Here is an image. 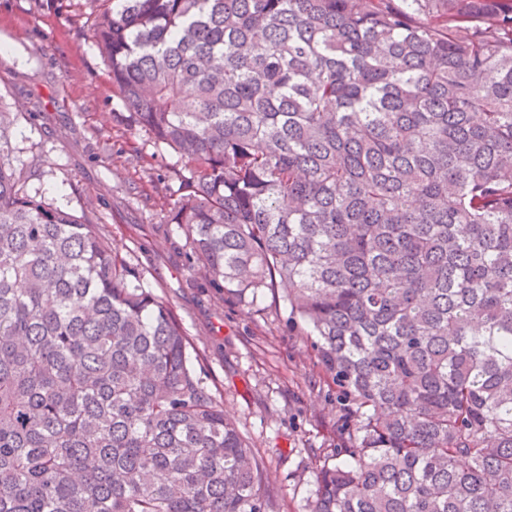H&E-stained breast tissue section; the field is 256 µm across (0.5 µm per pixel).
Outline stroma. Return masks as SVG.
Instances as JSON below:
<instances>
[{
  "label": "stroma",
  "instance_id": "stroma-1",
  "mask_svg": "<svg viewBox=\"0 0 512 512\" xmlns=\"http://www.w3.org/2000/svg\"><path fill=\"white\" fill-rule=\"evenodd\" d=\"M89 35L68 0H0V105L22 111L16 160L61 206L92 204L93 223L172 309L198 376L262 458L275 512H309L320 468L336 462V386L280 294L246 307L204 287L180 229L157 224L172 204L158 178L185 161L135 154L141 139L113 122L124 105Z\"/></svg>",
  "mask_w": 512,
  "mask_h": 512
}]
</instances>
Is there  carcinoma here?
Masks as SVG:
<instances>
[{"label": "carcinoma", "instance_id": "cac0c4a2", "mask_svg": "<svg viewBox=\"0 0 512 512\" xmlns=\"http://www.w3.org/2000/svg\"><path fill=\"white\" fill-rule=\"evenodd\" d=\"M159 217L336 383L309 512H512V0H85ZM0 106V512H273L171 309Z\"/></svg>", "mask_w": 512, "mask_h": 512}]
</instances>
